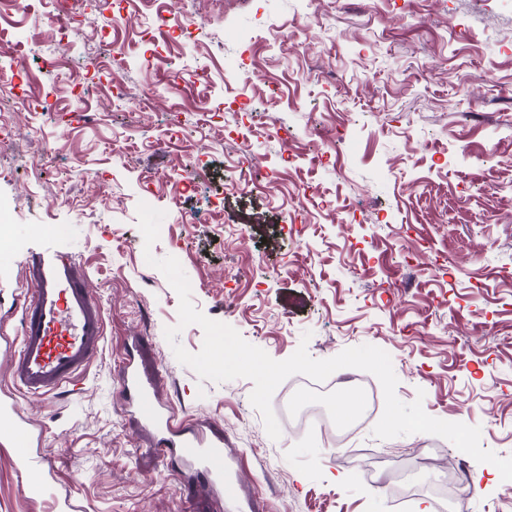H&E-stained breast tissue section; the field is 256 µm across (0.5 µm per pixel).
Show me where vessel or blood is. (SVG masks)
<instances>
[{"mask_svg":"<svg viewBox=\"0 0 512 512\" xmlns=\"http://www.w3.org/2000/svg\"><path fill=\"white\" fill-rule=\"evenodd\" d=\"M20 267L27 289L18 334L8 345L9 379L15 392L44 398L77 382L100 356L104 310L85 266L75 258L30 248L22 253ZM119 381L125 403L157 432L156 453L179 455L189 468V481L199 489L219 484L225 496L237 497V484L224 480L222 443L207 439L165 408L134 356H127Z\"/></svg>","mask_w":512,"mask_h":512,"instance_id":"1","label":"vessel or blood"}]
</instances>
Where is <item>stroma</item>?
<instances>
[{"instance_id":"35a3bbf8","label":"stroma","mask_w":512,"mask_h":512,"mask_svg":"<svg viewBox=\"0 0 512 512\" xmlns=\"http://www.w3.org/2000/svg\"><path fill=\"white\" fill-rule=\"evenodd\" d=\"M132 7L138 19L86 0L63 28L24 0L0 15L15 33L0 70L23 51L15 91L33 104L0 103L14 133L0 146V329L17 334L18 261L34 245L83 263L106 317L77 387L21 400L48 496L0 437V512H237L151 452L118 379L132 344L169 410L223 438L246 512H418L423 458L456 454L368 426L352 445L377 451L371 466L338 462L317 432L270 439L251 381L202 383L175 358L164 330L179 300L148 250L177 258L197 309L273 359L305 334L316 359L379 347L401 401L424 392L428 415L480 426L483 448L512 457V0H193L188 38L157 0ZM116 37L130 54L120 84L87 67ZM199 67L210 83L187 88ZM145 86L151 109L125 106ZM246 140L270 173L259 187ZM188 166L199 193L177 210ZM141 202L165 212L149 249ZM466 467L446 512H512L492 464ZM397 472L410 495L380 487Z\"/></svg>"}]
</instances>
